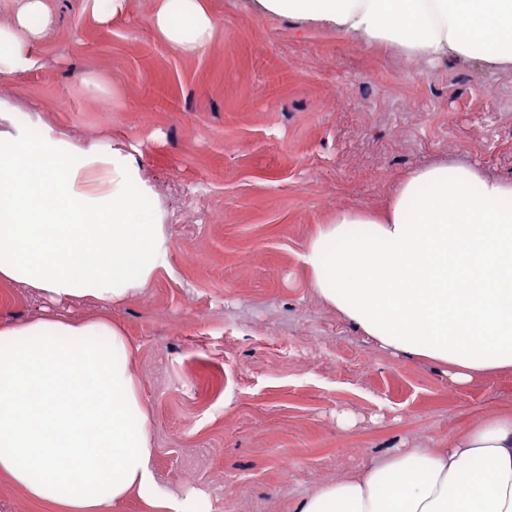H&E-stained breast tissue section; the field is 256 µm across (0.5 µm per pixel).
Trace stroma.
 I'll use <instances>...</instances> for the list:
<instances>
[{
  "label": "stroma",
  "mask_w": 512,
  "mask_h": 512,
  "mask_svg": "<svg viewBox=\"0 0 512 512\" xmlns=\"http://www.w3.org/2000/svg\"><path fill=\"white\" fill-rule=\"evenodd\" d=\"M207 4L214 42L186 57L151 25L154 0L107 20L98 0H50L38 66L0 80V132L47 125L135 153L170 250L111 314L136 347L156 488L197 512H292L373 458L512 409V372L457 386L392 356L323 302L302 259L320 224L382 208L412 169L458 159L512 180V69L413 62L253 0ZM7 294L1 325L100 311Z\"/></svg>",
  "instance_id": "stroma-1"
}]
</instances>
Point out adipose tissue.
<instances>
[{"instance_id": "ef3b65f1", "label": "adipose tissue", "mask_w": 512, "mask_h": 512, "mask_svg": "<svg viewBox=\"0 0 512 512\" xmlns=\"http://www.w3.org/2000/svg\"><path fill=\"white\" fill-rule=\"evenodd\" d=\"M397 47L410 60L512 67V0H257ZM49 0H18L0 25V77L34 67ZM154 29L177 54L214 39L206 0H157ZM136 158L55 135L0 134V286L54 302L92 296V320L0 325V476L53 512H196L155 484L135 349L108 313L152 281L170 245ZM365 224L364 236L348 235ZM303 260L311 285L393 354L448 369L457 385L512 371V180L445 160L410 171L379 212L338 211ZM295 512H512V411L468 422L444 448H407L300 497Z\"/></svg>"}]
</instances>
